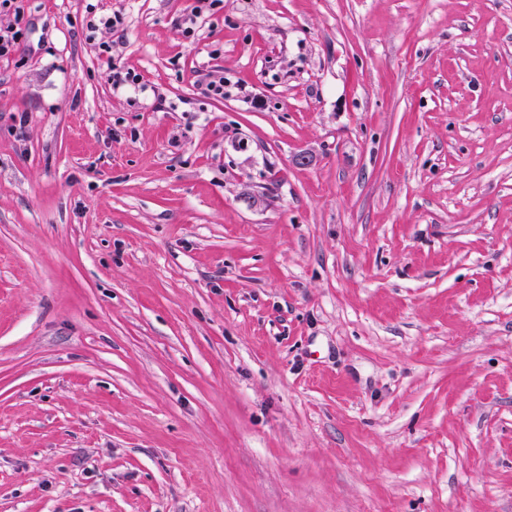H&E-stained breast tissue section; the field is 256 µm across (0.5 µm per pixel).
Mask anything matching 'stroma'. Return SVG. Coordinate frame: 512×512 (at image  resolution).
I'll use <instances>...</instances> for the list:
<instances>
[{
    "label": "stroma",
    "instance_id": "obj_1",
    "mask_svg": "<svg viewBox=\"0 0 512 512\" xmlns=\"http://www.w3.org/2000/svg\"><path fill=\"white\" fill-rule=\"evenodd\" d=\"M88 2L0 61V512H512V0ZM191 2L192 4L186 9L185 17L178 22V25L183 28V36L187 39L194 38L195 30L192 25L198 18L203 16L205 12L214 11L218 8L223 9L224 7L223 0H192ZM183 25L187 26L183 27ZM87 23L86 30L88 32V38L94 39L97 32L100 30H108L118 32L123 26V18L121 15L113 13V15H97L96 5L89 3L86 6Z\"/></svg>",
    "mask_w": 512,
    "mask_h": 512
}]
</instances>
